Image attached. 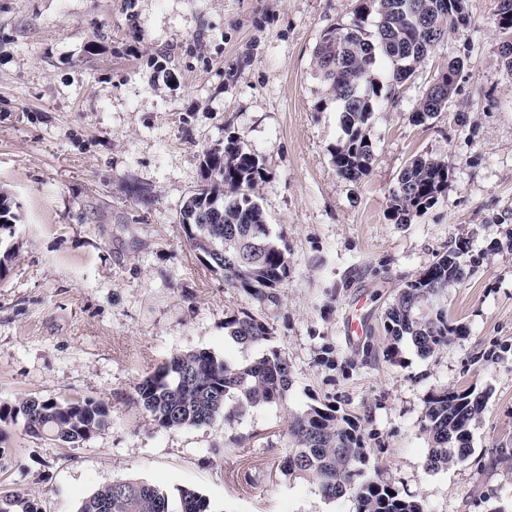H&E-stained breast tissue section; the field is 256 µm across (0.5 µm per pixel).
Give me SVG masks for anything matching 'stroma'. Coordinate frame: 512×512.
Returning <instances> with one entry per match:
<instances>
[{
    "instance_id": "stroma-1",
    "label": "stroma",
    "mask_w": 512,
    "mask_h": 512,
    "mask_svg": "<svg viewBox=\"0 0 512 512\" xmlns=\"http://www.w3.org/2000/svg\"><path fill=\"white\" fill-rule=\"evenodd\" d=\"M355 0H0V189L19 206L0 278V405L29 396L92 398L110 422L65 445L0 422V488L41 512H76L118 478L179 489L213 512H355L312 480L280 473L291 413L331 403L361 430L381 469L426 512H512V76L498 55L492 0H466L470 26L429 54L365 127L371 171L352 183L343 138L313 66L326 30ZM468 57L444 112H413L450 59ZM234 137L257 154L254 191L290 272L257 306L190 249L178 217L206 151ZM417 155L447 161V189L407 223L391 193ZM459 250L448 319L461 332L427 356L387 357L384 314L405 282ZM247 310L272 331L292 387L283 405L238 423L165 431L135 387L172 354L252 360L224 335ZM362 333L347 338L352 317ZM484 407L467 462L430 471L422 430L434 393Z\"/></svg>"
}]
</instances>
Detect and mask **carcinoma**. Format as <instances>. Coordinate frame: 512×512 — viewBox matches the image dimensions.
<instances>
[{
    "instance_id": "cac0c4a2",
    "label": "carcinoma",
    "mask_w": 512,
    "mask_h": 512,
    "mask_svg": "<svg viewBox=\"0 0 512 512\" xmlns=\"http://www.w3.org/2000/svg\"><path fill=\"white\" fill-rule=\"evenodd\" d=\"M493 17L501 41L512 44V0H493ZM469 25L465 0H356L352 20L328 29L314 53L317 72L336 103L344 137L333 162L345 180L358 182L370 171L374 146L364 133L372 112L396 101V88L441 40ZM388 68L387 84L375 78L380 64ZM465 59L448 61L412 113L421 125L448 107L445 85L456 88ZM263 164L235 140L204 155L202 180L185 201L179 221L186 239L206 266L224 281L242 289L262 306L278 301L290 271L286 248L269 230L253 191L264 180ZM448 162L418 156L401 172L391 196V214L405 224L412 213L429 208L448 187ZM19 215L10 194L0 191V237H13ZM458 252L451 250L418 278L404 283L385 312L384 330L396 343L409 339L421 354L448 343L457 328L448 325L443 305L448 284L462 279ZM224 330L244 347L264 345L272 332L247 310L225 318ZM291 366L278 350L244 363H231L205 350L176 353L136 386V402L153 425L181 430L209 424L217 417L231 425L250 410L288 399ZM482 410L471 392H442L426 404L423 431L431 441L426 466L439 469L467 460L470 425ZM110 418L101 401L87 398L30 396L15 406H0V422L22 420L25 432L65 444H78L102 430ZM289 452L280 471L314 480L328 500L352 497L355 512H425L423 504L403 497L378 468L363 470L367 452L358 426L329 404L311 405L292 414ZM181 512H212L209 499L179 490ZM0 512H38L19 492L0 499ZM77 512H169L164 490L133 479L118 478L83 499Z\"/></svg>"
}]
</instances>
